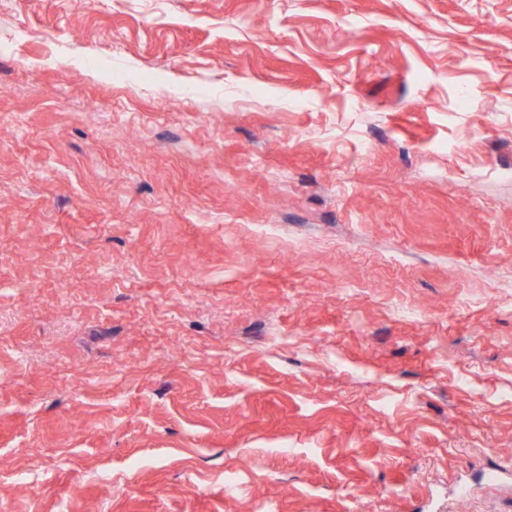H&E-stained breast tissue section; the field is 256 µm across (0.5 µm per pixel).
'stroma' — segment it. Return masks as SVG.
<instances>
[{
  "label": "stroma",
  "mask_w": 512,
  "mask_h": 512,
  "mask_svg": "<svg viewBox=\"0 0 512 512\" xmlns=\"http://www.w3.org/2000/svg\"><path fill=\"white\" fill-rule=\"evenodd\" d=\"M4 29L0 512H512V0Z\"/></svg>",
  "instance_id": "1"
}]
</instances>
